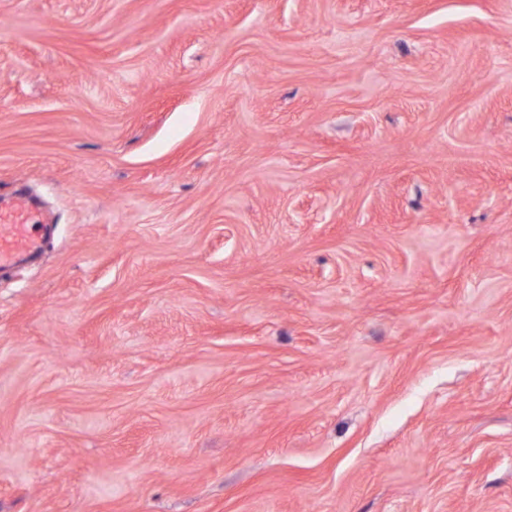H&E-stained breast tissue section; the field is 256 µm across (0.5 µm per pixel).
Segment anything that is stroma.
Segmentation results:
<instances>
[{
	"instance_id": "1",
	"label": "stroma",
	"mask_w": 512,
	"mask_h": 512,
	"mask_svg": "<svg viewBox=\"0 0 512 512\" xmlns=\"http://www.w3.org/2000/svg\"><path fill=\"white\" fill-rule=\"evenodd\" d=\"M0 512H512V0H0ZM28 201L18 198L0 204V267L12 264L24 253L40 247L38 231L42 226Z\"/></svg>"
}]
</instances>
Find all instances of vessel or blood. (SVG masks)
Instances as JSON below:
<instances>
[{"mask_svg": "<svg viewBox=\"0 0 512 512\" xmlns=\"http://www.w3.org/2000/svg\"><path fill=\"white\" fill-rule=\"evenodd\" d=\"M40 224L28 201L18 198L0 204V266L12 264L24 253L39 246Z\"/></svg>", "mask_w": 512, "mask_h": 512, "instance_id": "1", "label": "vessel or blood"}]
</instances>
